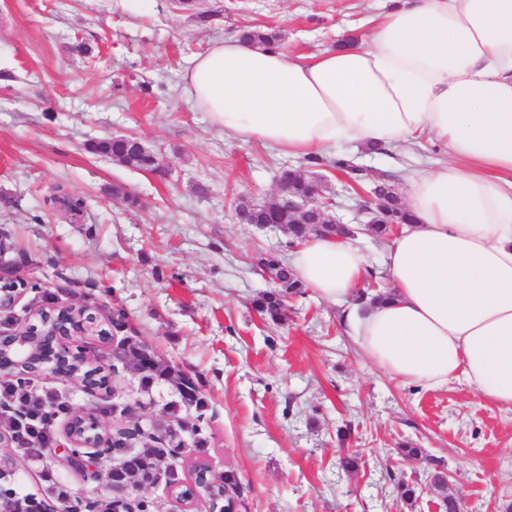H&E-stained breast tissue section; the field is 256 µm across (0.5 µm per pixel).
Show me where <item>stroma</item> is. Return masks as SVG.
<instances>
[{"mask_svg":"<svg viewBox=\"0 0 512 512\" xmlns=\"http://www.w3.org/2000/svg\"><path fill=\"white\" fill-rule=\"evenodd\" d=\"M207 21L172 0H153L146 15L107 12L99 0H0V238L5 259L25 270V284L0 332L25 325L53 305L95 310L108 339L74 337L90 365L114 369L115 394L85 392L45 372L33 380L40 398L70 412L97 408L107 430L122 425L113 404L140 406L145 424L169 422L176 392L157 382L141 391L132 365H113L118 341L155 349L185 373L198 375L209 408L210 448L202 461L213 473L236 471L247 512H445L429 485L447 473L464 512H512V410L452 381L440 390L394 379L367 361L341 324L340 310L314 292L292 300L288 321L274 326L252 309L270 288L255 264L270 250L286 251L285 230L240 223L235 200L279 197L282 168L322 177L346 223L364 222L367 193L383 180L403 193L399 165L427 167L443 146L422 142L409 154L371 153L337 142L331 155L363 167L360 185L336 178L329 166L306 167L261 143L224 136L182 90L191 61L217 37L247 26L279 32V46L307 57L366 31L392 0H201ZM93 51L86 59L78 42ZM133 136L160 150L171 178L120 165L88 151L90 141ZM208 191L200 194L196 183ZM138 193L129 211L113 188ZM83 198L84 214L60 206ZM127 321L113 327V308ZM423 448L416 464L397 453ZM18 496L31 495L63 512L66 504L108 497L112 455L89 480L56 465L55 485L39 464L8 447ZM356 452L358 471L340 456ZM420 496L404 503L398 481Z\"/></svg>","mask_w":512,"mask_h":512,"instance_id":"obj_1","label":"stroma"}]
</instances>
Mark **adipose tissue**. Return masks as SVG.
I'll return each instance as SVG.
<instances>
[{
  "mask_svg": "<svg viewBox=\"0 0 512 512\" xmlns=\"http://www.w3.org/2000/svg\"><path fill=\"white\" fill-rule=\"evenodd\" d=\"M184 92L225 135L295 157L343 139L420 137L448 159L405 178L411 219L385 249L389 299L362 304L365 252L309 236L288 259L341 304L365 357L428 389L461 378L512 409V0H398L365 36L308 60L216 38Z\"/></svg>",
  "mask_w": 512,
  "mask_h": 512,
  "instance_id": "adipose-tissue-1",
  "label": "adipose tissue"
}]
</instances>
